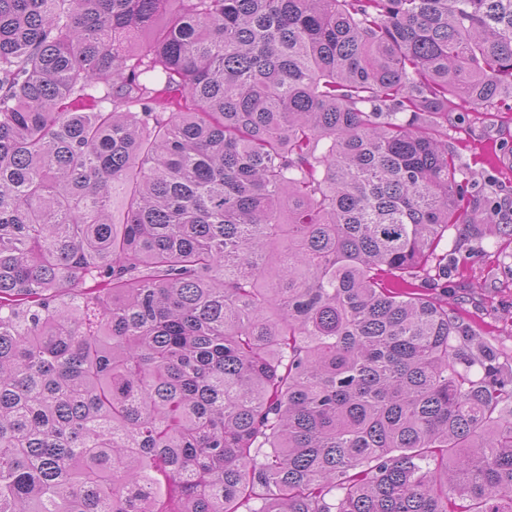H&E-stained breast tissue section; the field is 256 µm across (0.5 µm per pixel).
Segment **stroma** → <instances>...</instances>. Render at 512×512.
I'll use <instances>...</instances> for the list:
<instances>
[{"label":"stroma","mask_w":512,"mask_h":512,"mask_svg":"<svg viewBox=\"0 0 512 512\" xmlns=\"http://www.w3.org/2000/svg\"><path fill=\"white\" fill-rule=\"evenodd\" d=\"M448 144L461 177L470 181L463 223L442 242L450 255L448 307L478 341L512 367V235L486 232L501 223L490 208L512 199V95L479 112L458 103L448 115Z\"/></svg>","instance_id":"stroma-1"}]
</instances>
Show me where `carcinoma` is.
Masks as SVG:
<instances>
[{"label": "carcinoma", "instance_id": "carcinoma-1", "mask_svg": "<svg viewBox=\"0 0 512 512\" xmlns=\"http://www.w3.org/2000/svg\"><path fill=\"white\" fill-rule=\"evenodd\" d=\"M512 0H0V512H512V370L428 291Z\"/></svg>", "mask_w": 512, "mask_h": 512}]
</instances>
